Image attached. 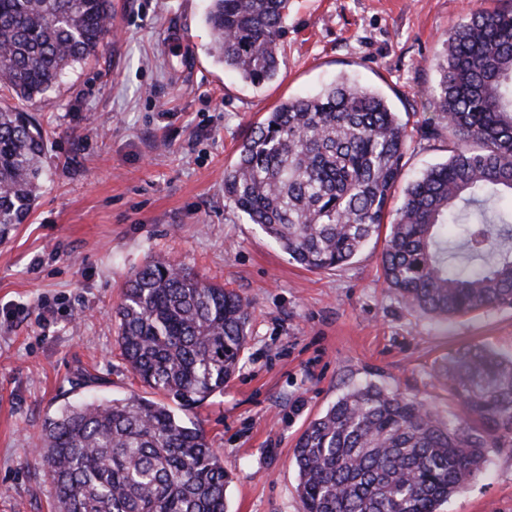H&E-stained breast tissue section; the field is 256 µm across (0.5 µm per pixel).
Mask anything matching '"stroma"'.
Listing matches in <instances>:
<instances>
[{"mask_svg": "<svg viewBox=\"0 0 512 512\" xmlns=\"http://www.w3.org/2000/svg\"><path fill=\"white\" fill-rule=\"evenodd\" d=\"M498 0H290L283 64L253 87L208 54V0H112L97 55L30 105L48 176L26 223L0 239V512H54L36 457L65 403L148 395L116 342L130 275L162 252L250 301L249 338L223 393L191 412L224 461L228 512H301L293 448L340 396L375 384L440 416L439 377L473 345L512 354V308L442 319L387 288L383 239L349 265L289 261L224 200L243 138L281 101L345 76L380 91L408 123L401 183L447 160L433 63L466 14ZM95 376L72 392L79 373ZM440 512H512V447L494 448Z\"/></svg>", "mask_w": 512, "mask_h": 512, "instance_id": "1", "label": "stroma"}]
</instances>
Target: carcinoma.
<instances>
[{
  "label": "carcinoma",
  "mask_w": 512,
  "mask_h": 512,
  "mask_svg": "<svg viewBox=\"0 0 512 512\" xmlns=\"http://www.w3.org/2000/svg\"><path fill=\"white\" fill-rule=\"evenodd\" d=\"M289 0H209L210 53L260 87L280 72ZM111 0H0V88L32 102L95 56ZM431 91L448 159L389 204L407 124L345 78L281 102L224 170V200L310 271L352 263L391 218L384 281L440 317L512 307V0L448 33ZM45 137L27 112L0 109V236L23 224L47 172ZM117 343L155 401L136 393L68 403L45 420L37 456L56 512H227L229 476L188 412L235 376L249 302L162 255L123 289ZM461 413L441 418L376 385L309 422L294 448L302 512H439L512 446V357L462 349L444 367Z\"/></svg>",
  "instance_id": "obj_1"
}]
</instances>
